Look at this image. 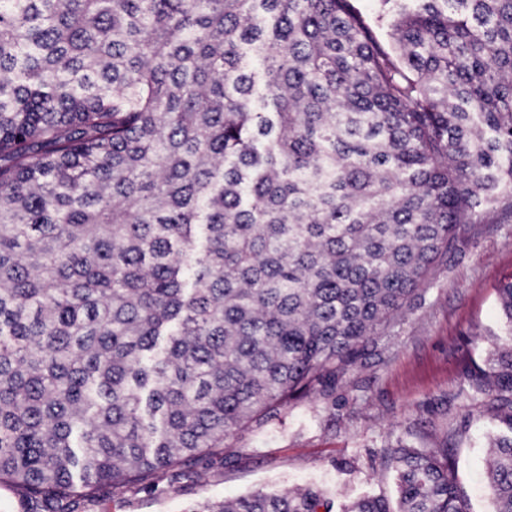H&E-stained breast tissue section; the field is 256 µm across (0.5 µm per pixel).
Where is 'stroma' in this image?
I'll return each mask as SVG.
<instances>
[{"label": "stroma", "instance_id": "obj_1", "mask_svg": "<svg viewBox=\"0 0 512 512\" xmlns=\"http://www.w3.org/2000/svg\"><path fill=\"white\" fill-rule=\"evenodd\" d=\"M512 279V216L465 225L455 250L440 259L405 308L371 337L335 398L289 401L278 415L227 439L201 480L157 489L100 488L74 512H196L250 491L312 488L333 512L363 494L395 499V471L379 451L403 442L448 448L470 512H493L486 478L489 414L458 392L481 363L502 317L497 290Z\"/></svg>", "mask_w": 512, "mask_h": 512}]
</instances>
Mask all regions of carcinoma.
Wrapping results in <instances>:
<instances>
[{
    "label": "carcinoma",
    "instance_id": "1",
    "mask_svg": "<svg viewBox=\"0 0 512 512\" xmlns=\"http://www.w3.org/2000/svg\"><path fill=\"white\" fill-rule=\"evenodd\" d=\"M0 0V483L156 486L330 399L463 224L512 213V0ZM505 338L466 374L512 512ZM398 508L467 512L398 443ZM205 512H331L311 491ZM355 5L366 21L375 28L382 43L389 45L390 28L387 17L382 16L380 1L355 0Z\"/></svg>",
    "mask_w": 512,
    "mask_h": 512
}]
</instances>
